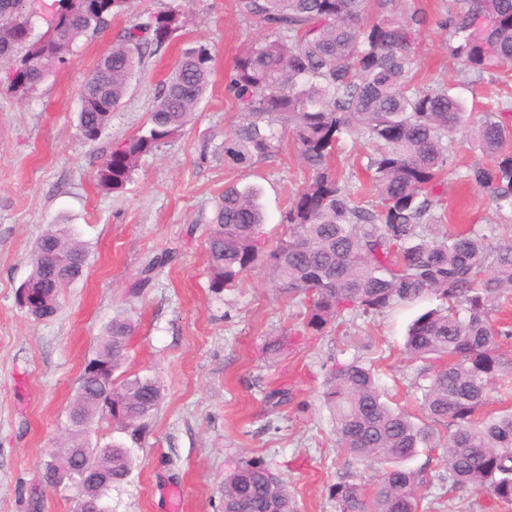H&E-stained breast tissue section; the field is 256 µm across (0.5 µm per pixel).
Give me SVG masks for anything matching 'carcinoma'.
Here are the masks:
<instances>
[{"mask_svg":"<svg viewBox=\"0 0 512 512\" xmlns=\"http://www.w3.org/2000/svg\"><path fill=\"white\" fill-rule=\"evenodd\" d=\"M66 21L52 38L32 34L20 0H0V85L23 97L65 63L78 40L106 31L131 0H58ZM447 12L449 56L460 71L481 79L512 63V0H458ZM240 15L265 36L243 47L226 86L244 121L224 134V164L249 166L272 156L276 118L288 122L308 177L282 223L287 233L268 247L258 230L265 214L252 188L224 187L214 204L206 239L209 288L215 293L245 273L265 267L275 287L303 309L300 327L326 335L348 310L379 315L398 302L428 295L442 305L419 316L405 350L414 359L443 360L417 376L429 380L422 397L425 419L392 406L378 384L373 362L336 359L326 369L325 404L333 413L336 444L351 458L381 471L372 498L355 480L330 489L339 512H419L425 470L404 462L422 448L442 449L437 481L452 493H484L512 505V411L485 412L490 390L512 389V356L500 345L512 326L497 325L499 301L512 293V241L492 225L483 230L444 231L442 196L453 146L448 134L471 139L492 158L464 175L491 192L499 209H512V98L490 112L474 113L444 80L415 84V46L424 23L403 14L397 0H237ZM187 20L173 9L154 12L124 29L83 84L77 121L104 135L112 112L127 94L146 58L166 50ZM213 56L204 45L185 49L158 86L150 125L112 148L96 170L98 186L120 192L140 159L168 142L190 122L209 84ZM374 147L370 185L336 173L343 134ZM376 205L364 204L369 192ZM176 253L154 255L138 287L171 264ZM30 273L16 291L40 293L34 319L53 317L63 288L80 279L88 250L68 224H52L29 254ZM134 324L114 318L84 367L70 407L75 420L68 447L79 457L104 460L109 473L95 484L98 506L129 477L133 462L114 444L87 447L85 429L100 411L116 428L138 439L142 421L163 399L159 380L133 375L86 380L95 370L115 371L127 353ZM224 512H296L293 495L262 459L240 457L224 472Z\"/></svg>","mask_w":512,"mask_h":512,"instance_id":"obj_1","label":"carcinoma"}]
</instances>
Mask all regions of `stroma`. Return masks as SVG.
<instances>
[{
  "instance_id": "1",
  "label": "stroma",
  "mask_w": 512,
  "mask_h": 512,
  "mask_svg": "<svg viewBox=\"0 0 512 512\" xmlns=\"http://www.w3.org/2000/svg\"><path fill=\"white\" fill-rule=\"evenodd\" d=\"M455 6V0H402L404 13L425 18L416 79L455 81L457 95L481 112L512 95V67L476 82L458 76L440 27ZM169 8L187 14L188 25L165 54L146 59L106 134L86 143L77 128L85 77L124 28ZM263 35L239 15L235 0H133L107 31L80 38L66 64L27 97L0 89V512H72V490L43 483L39 461L65 437L83 368L115 317L136 324L116 379L156 376L164 398L129 448L133 469L112 489L109 512H169L157 490L163 482L180 491L177 512H224V471L238 456L263 458L285 481L299 512H337L329 490L348 470L365 494H373L377 470L348 461L322 400L325 366L342 353L377 361L382 389L419 413L415 377L423 363L405 352L404 341L415 318L440 306L438 297L398 303L374 317L349 312L338 332L313 336L297 334L299 308L279 293L265 268L221 293L209 287L206 228L225 185L259 188L267 215L260 233L272 245L307 176L281 122L274 125L280 143L270 158L247 167L224 163V134L243 120L225 76L239 51ZM198 44L211 49L214 62L191 123L142 157L123 191L99 189L97 166L113 143L146 123L159 82L184 47ZM485 160L470 140L454 138L455 173L444 196L448 228L512 229V209H497L488 190L460 180ZM52 224L72 225L89 251L88 267L64 288L57 314L36 321L18 305L16 290L29 274L32 245ZM170 248L178 249V260L148 287H137L146 261ZM280 334L286 351L268 359L265 343ZM278 387L288 388L292 400L274 409L264 396ZM421 494L435 502L434 512H512V505L483 494L445 497L437 482Z\"/></svg>"
}]
</instances>
